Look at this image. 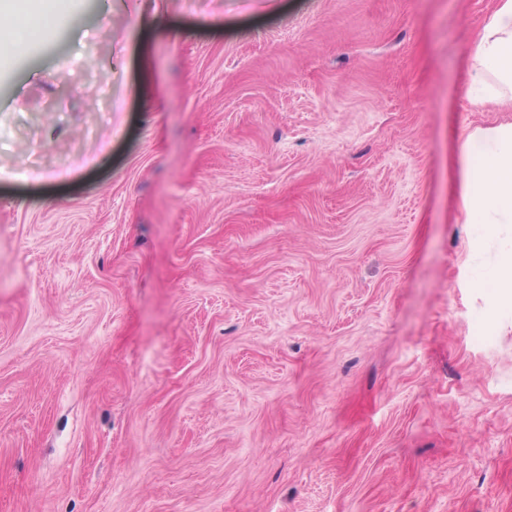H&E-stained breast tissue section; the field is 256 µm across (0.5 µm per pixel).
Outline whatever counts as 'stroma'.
Returning <instances> with one entry per match:
<instances>
[{
  "mask_svg": "<svg viewBox=\"0 0 512 512\" xmlns=\"http://www.w3.org/2000/svg\"><path fill=\"white\" fill-rule=\"evenodd\" d=\"M493 2L66 0L0 67V512H512ZM465 96L473 109L512 105V0H496L474 40ZM465 224H512V124L476 128L460 142ZM477 288H483L488 294L492 307L502 301H512V244L500 254L495 275L485 281H479Z\"/></svg>",
  "mask_w": 512,
  "mask_h": 512,
  "instance_id": "35a3bbf8",
  "label": "stroma"
}]
</instances>
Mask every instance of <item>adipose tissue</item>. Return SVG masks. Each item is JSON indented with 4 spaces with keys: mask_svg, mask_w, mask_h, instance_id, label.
<instances>
[{
    "mask_svg": "<svg viewBox=\"0 0 512 512\" xmlns=\"http://www.w3.org/2000/svg\"><path fill=\"white\" fill-rule=\"evenodd\" d=\"M61 0H0V61L62 28ZM465 96L472 108L512 104V0L496 5L471 52ZM460 199L468 224H512V124L478 128L459 146Z\"/></svg>",
    "mask_w": 512,
    "mask_h": 512,
    "instance_id": "1",
    "label": "adipose tissue"
}]
</instances>
